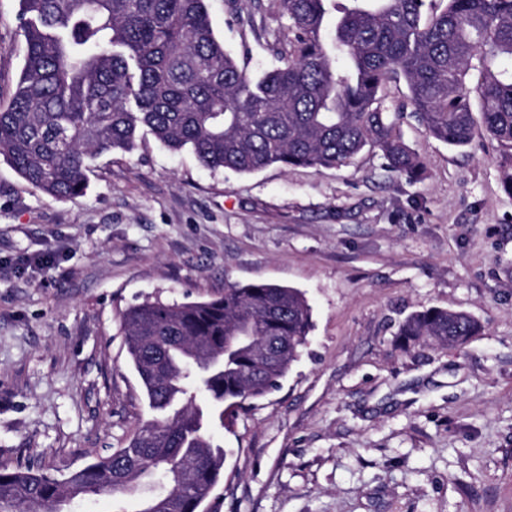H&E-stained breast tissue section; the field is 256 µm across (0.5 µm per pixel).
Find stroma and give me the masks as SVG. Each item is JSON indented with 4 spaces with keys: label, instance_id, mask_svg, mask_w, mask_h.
<instances>
[{
    "label": "stroma",
    "instance_id": "obj_1",
    "mask_svg": "<svg viewBox=\"0 0 512 512\" xmlns=\"http://www.w3.org/2000/svg\"><path fill=\"white\" fill-rule=\"evenodd\" d=\"M251 76L277 66L276 0H206ZM0 0V105L25 51ZM419 177L365 151L332 169L203 168L152 135L47 196L0 160V462L66 473L151 421L122 313L200 301L227 283L302 291L313 327L278 390L213 439L234 454L216 512H512V195L484 132L451 148L411 118ZM52 253L33 281L23 259ZM464 311L459 346L407 341L412 313Z\"/></svg>",
    "mask_w": 512,
    "mask_h": 512
}]
</instances>
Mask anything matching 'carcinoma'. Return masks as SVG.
Instances as JSON below:
<instances>
[{
	"mask_svg": "<svg viewBox=\"0 0 512 512\" xmlns=\"http://www.w3.org/2000/svg\"><path fill=\"white\" fill-rule=\"evenodd\" d=\"M20 2L26 51L0 108V157L48 196L81 194L90 162L142 130L213 171L336 168L369 147L416 176L403 113L384 95L401 77L431 136L464 147L480 127L498 142L512 195V0H278L281 65L257 78L215 38L205 0ZM311 327L301 291L265 282L130 306L121 328L156 417L68 474L0 464V512H71L102 492L137 503L116 512H211L232 454L211 427L278 388ZM478 330L464 312L430 308L400 334L460 345Z\"/></svg>",
	"mask_w": 512,
	"mask_h": 512,
	"instance_id": "carcinoma-1",
	"label": "carcinoma"
}]
</instances>
